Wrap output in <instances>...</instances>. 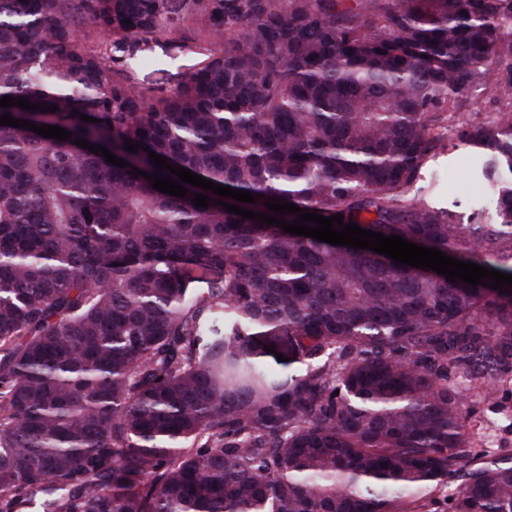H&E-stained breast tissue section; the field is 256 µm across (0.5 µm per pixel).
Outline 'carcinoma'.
Wrapping results in <instances>:
<instances>
[{
	"mask_svg": "<svg viewBox=\"0 0 512 512\" xmlns=\"http://www.w3.org/2000/svg\"><path fill=\"white\" fill-rule=\"evenodd\" d=\"M186 13L218 49L157 103L76 36L132 59ZM505 53L512 0H0V99L59 107L0 117L72 133L0 125V512H512V453L487 462L451 380L512 372V294L216 204L512 274V112H459L512 102ZM460 146L489 207L434 198ZM146 147L255 202L155 190ZM461 108L459 112L477 122L484 121L486 118L495 115L498 112H510L512 107L507 101L499 99L489 90H476L461 98Z\"/></svg>",
	"mask_w": 512,
	"mask_h": 512,
	"instance_id": "1",
	"label": "carcinoma"
}]
</instances>
